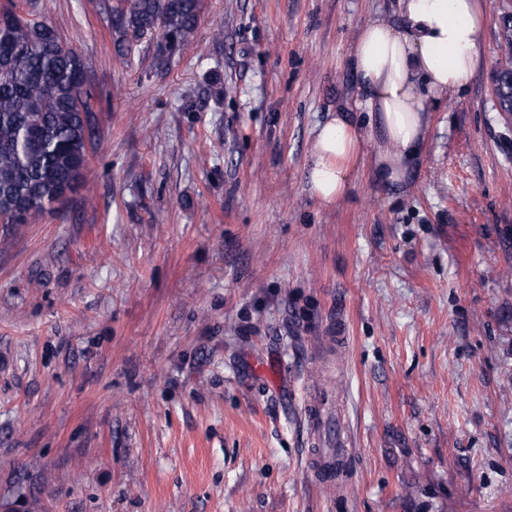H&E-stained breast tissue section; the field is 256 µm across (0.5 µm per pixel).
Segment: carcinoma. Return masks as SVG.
Wrapping results in <instances>:
<instances>
[{"label":"carcinoma","instance_id":"obj_1","mask_svg":"<svg viewBox=\"0 0 512 512\" xmlns=\"http://www.w3.org/2000/svg\"><path fill=\"white\" fill-rule=\"evenodd\" d=\"M202 0H112L117 58L158 34L153 65L165 69L196 36ZM497 105L512 110V16L499 17ZM91 68L53 24L17 5L0 8V224H31L81 187L96 138Z\"/></svg>","mask_w":512,"mask_h":512}]
</instances>
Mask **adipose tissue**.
Wrapping results in <instances>:
<instances>
[{
	"instance_id": "ef3b65f1",
	"label": "adipose tissue",
	"mask_w": 512,
	"mask_h": 512,
	"mask_svg": "<svg viewBox=\"0 0 512 512\" xmlns=\"http://www.w3.org/2000/svg\"><path fill=\"white\" fill-rule=\"evenodd\" d=\"M398 23L366 24L352 56L363 99L343 107L318 130L309 183L324 205L341 199L364 137L356 112L378 135L371 165L383 184L404 181L421 160L431 114L460 93L486 51V14L479 0H397Z\"/></svg>"
}]
</instances>
